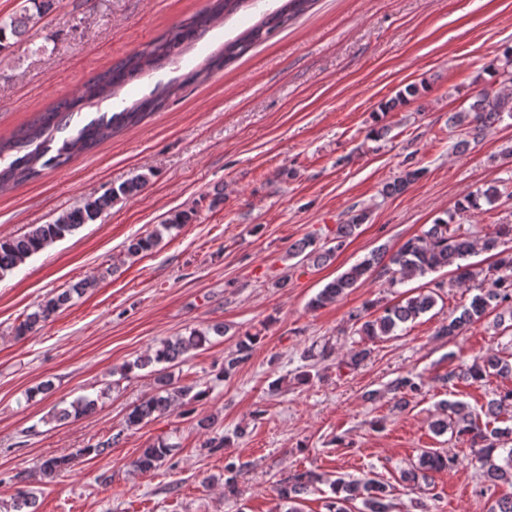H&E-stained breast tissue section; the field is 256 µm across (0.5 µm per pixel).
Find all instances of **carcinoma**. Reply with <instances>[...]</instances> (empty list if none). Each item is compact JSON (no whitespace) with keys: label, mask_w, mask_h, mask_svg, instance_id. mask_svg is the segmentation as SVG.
<instances>
[{"label":"carcinoma","mask_w":512,"mask_h":512,"mask_svg":"<svg viewBox=\"0 0 512 512\" xmlns=\"http://www.w3.org/2000/svg\"><path fill=\"white\" fill-rule=\"evenodd\" d=\"M250 2L252 0H210L208 9L171 27L147 43L142 50L97 74L72 97L38 113L14 136L0 138V157L16 147L30 148L8 166L0 167V188L32 180L46 168L64 167L75 157L92 150L102 139L124 127L137 125L151 113L162 109L168 94L161 92L138 99L119 112H105L85 124L75 136L64 140L55 154H50L54 132L65 128L73 114L86 102L116 97L125 85L143 72L161 67L165 61L194 45L215 20L238 12ZM313 3L314 0H284L282 5L263 14L257 23L239 36L224 42L223 48L210 54L200 69L184 75L182 84H190L201 77L206 79L211 73L232 64L256 44L288 27ZM57 4L58 0H23L13 14L0 18V53L19 43L29 30L56 10ZM487 71L490 79L473 96V102L460 106L448 118V124L464 131V138L459 141L461 146L483 139L487 132L504 120V116L512 117V48L505 50L503 57L495 58ZM419 94L418 86L409 85L383 103L381 111L393 112L416 99ZM422 175L423 169L408 167L384 185L383 193L389 196L401 194ZM153 176L151 169L136 174L117 186L106 188L97 197L80 200L47 224H33L23 234L1 237L0 279L11 274L29 258L73 235L83 225L96 223L116 202L138 196ZM499 197V187L493 182L483 190L467 194L457 203L455 212H447L445 217L437 218L422 234L408 238L394 252L390 253L383 247L372 251L362 261L328 282L310 300L309 305L317 309L336 303L374 272L387 277L389 286L394 288L409 280L450 268L458 283L477 282L478 294L471 298L469 304L462 306L458 315L441 325L436 335L456 336L488 317L494 319V328L501 330V334H512V246H507V243H512V224L497 225L495 231L486 236L479 246L453 230L456 214L462 211L478 212L484 205L494 204ZM195 217L196 211L193 209L174 213L152 232L131 238L126 246L127 254L138 256L155 249L164 234L181 230ZM366 218V212L361 211L351 215L346 223L337 225L331 246L325 243L320 245L313 239H303L291 244L288 254L301 258L303 262L323 265L332 260ZM479 249L493 253L494 262L486 274L468 262L469 257ZM95 283L96 278H86L45 300L15 328L16 336L20 338L36 333L42 323L70 303L73 296L82 295ZM443 288L442 282H428L401 293L400 298L391 303L381 305L377 301L367 302L362 309L350 314V320L359 325L358 333L369 341L382 336H395L397 331L404 330L407 323L432 310L441 298ZM226 333L227 329L222 323H215L203 330L194 329L187 336L165 340L153 352L127 365V371L154 368L156 388L129 411L125 418L126 428H136L170 413L176 407L183 408L186 415L193 413L191 405L202 401L207 396V390L196 391L192 386H177L166 370L184 362L191 352L211 343L210 335L222 336ZM259 340L258 333H243L236 343V349L224 357L220 376L229 378L234 375L250 359L254 345ZM332 355L330 346L312 345L302 352V360L316 364L329 360ZM493 375L512 376V353L477 357L470 364H461L448 371L441 376V380L445 383L456 380L477 384ZM423 386L424 380L418 375H401L393 380L389 391L395 409L405 410L410 400L422 393ZM96 405L94 399L79 397L69 407L60 409L56 417L60 421L80 418L93 413ZM503 413L512 414V387L494 393V397L481 406L479 412L462 401H443L438 405L430 424L431 431L437 436L452 432L469 442L484 481L488 482V490L501 483L512 486V417L509 418L511 424L492 429L481 419L484 415L497 422ZM121 437L122 434L117 433L105 441L89 444L73 455L46 456L38 465L39 473L45 479H54L71 468L77 458L99 456L106 449L119 444ZM171 452L172 446L163 441L152 443L140 452L132 467L140 473H149L159 468ZM453 464L454 459L427 449L419 455L414 465L401 472L400 482L412 490L424 492L431 485L432 474L444 471ZM321 481L322 477L311 470L296 471L282 479L276 488V512H304L305 496ZM331 489L334 497L326 505L328 512H396L389 485L377 479L347 481L339 478L331 484ZM357 501L360 502L358 506L355 505ZM12 508L14 512H36L33 492L18 489Z\"/></svg>","instance_id":"cac0c4a2"}]
</instances>
